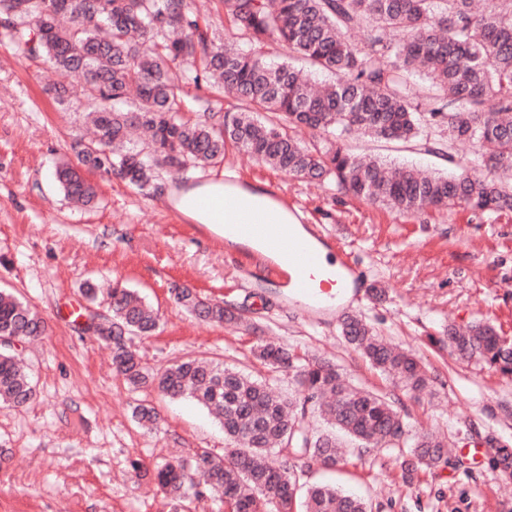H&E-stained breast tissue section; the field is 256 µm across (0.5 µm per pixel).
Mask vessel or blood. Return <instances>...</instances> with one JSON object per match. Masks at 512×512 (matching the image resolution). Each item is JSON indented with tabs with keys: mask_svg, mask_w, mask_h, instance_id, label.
I'll return each mask as SVG.
<instances>
[{
	"mask_svg": "<svg viewBox=\"0 0 512 512\" xmlns=\"http://www.w3.org/2000/svg\"><path fill=\"white\" fill-rule=\"evenodd\" d=\"M225 233L263 241L264 251L274 254L268 265L272 278L284 280L296 302H311L330 308L344 293L347 275L352 265L331 269L324 265L319 246L324 238L316 230L298 235L285 231L280 224H228Z\"/></svg>",
	"mask_w": 512,
	"mask_h": 512,
	"instance_id": "obj_1",
	"label": "vessel or blood"
}]
</instances>
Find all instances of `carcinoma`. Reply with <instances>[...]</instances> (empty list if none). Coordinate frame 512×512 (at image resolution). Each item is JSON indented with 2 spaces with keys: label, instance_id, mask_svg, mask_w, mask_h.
I'll return each instance as SVG.
<instances>
[{
  "label": "carcinoma",
  "instance_id": "obj_1",
  "mask_svg": "<svg viewBox=\"0 0 512 512\" xmlns=\"http://www.w3.org/2000/svg\"><path fill=\"white\" fill-rule=\"evenodd\" d=\"M224 28L248 47L216 35L194 0H0V20L17 55L42 59L83 81L90 139L71 145L78 164L56 172L64 194L91 206L98 193L83 169L100 171L140 189L162 191L158 170L224 160L227 144L270 168L328 182L370 204L403 213L465 206L475 213L512 212V0H223ZM274 41L289 59L268 62ZM185 64L228 107L184 116L183 86L174 70ZM329 80L318 82L314 73ZM147 146H127L131 130ZM318 139L307 143L298 133ZM375 141L414 144L459 168L424 176L384 157L350 152L352 131ZM475 151L462 165L454 144ZM175 302L196 319L250 327L240 312L176 285ZM110 323L93 336L112 345L115 369L134 387L153 386L171 400H188L213 415L230 447L217 456L198 448L156 468L173 506L219 498L224 512H373L372 503L320 482L299 483L313 464L343 468L358 455L405 448L401 479L450 463L445 443L408 435L398 400L350 383L328 361L299 363L294 348L265 341L253 356L273 372L291 371L303 401L272 391L265 381L222 362L189 358L153 373L132 349L151 336L159 316L139 292L116 284ZM44 320L14 294L0 290V339L41 336ZM341 334L374 369L399 379L408 392L429 385L420 359L376 336L357 316ZM461 360L512 375V342L475 322L446 330ZM35 396L28 373L9 345H0V403L23 407ZM326 431L305 424L306 410ZM137 423L153 430L158 414L140 405ZM494 469L512 475V446L493 449Z\"/></svg>",
  "mask_w": 512,
  "mask_h": 512
}]
</instances>
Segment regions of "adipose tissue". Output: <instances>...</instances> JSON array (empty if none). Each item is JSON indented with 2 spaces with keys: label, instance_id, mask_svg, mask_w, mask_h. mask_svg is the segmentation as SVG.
Listing matches in <instances>:
<instances>
[{
  "label": "adipose tissue",
  "instance_id": "1",
  "mask_svg": "<svg viewBox=\"0 0 512 512\" xmlns=\"http://www.w3.org/2000/svg\"><path fill=\"white\" fill-rule=\"evenodd\" d=\"M176 207L194 223L217 230L224 224L255 219L266 224H292L296 218L281 200L258 186L210 180L180 191Z\"/></svg>",
  "mask_w": 512,
  "mask_h": 512
}]
</instances>
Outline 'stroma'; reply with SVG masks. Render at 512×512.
Returning <instances> with one entry per match:
<instances>
[{"mask_svg":"<svg viewBox=\"0 0 512 512\" xmlns=\"http://www.w3.org/2000/svg\"><path fill=\"white\" fill-rule=\"evenodd\" d=\"M53 83L80 98L77 80L18 57L0 33V289L16 293L46 323L43 336L18 349L34 400L0 405V512H171L154 478L157 463L197 448L220 454L226 446L206 411L151 386L130 388L112 365L110 346L80 332L88 280L125 284L158 310L156 334L134 341L149 368L214 359L266 378L294 400L300 394L292 374L268 372L254 359L257 340L332 361L353 383L399 391V380L373 370L340 334L344 316H362L422 358L431 382L403 397L409 428L445 434L456 446L454 462L408 485L400 479L401 449L384 448L341 471L313 466L305 481L365 495L373 512H512V476L490 466L488 443H512V376L457 361L437 344L448 323L477 319L512 337V213L481 216L456 207L403 215L282 174L232 147L221 163L163 175L159 193L91 173L98 202L84 210L54 179L74 158L71 143L84 116L55 102L47 90ZM347 144L423 170L445 168L436 156L356 133ZM227 174L271 190L331 236L355 265L353 295L333 309L296 305L262 268L242 265L245 248L224 246L169 200L173 190ZM182 284L241 310L252 329L198 322L173 300L172 287ZM140 405L156 409L158 430L138 425L133 411Z\"/></svg>","mask_w":512,"mask_h":512,"instance_id":"obj_1","label":"stroma"}]
</instances>
